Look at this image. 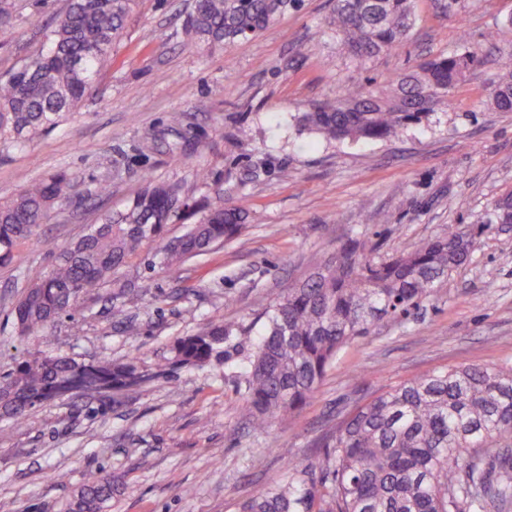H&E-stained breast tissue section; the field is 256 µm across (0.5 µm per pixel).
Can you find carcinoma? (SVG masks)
Instances as JSON below:
<instances>
[{
	"instance_id": "1",
	"label": "carcinoma",
	"mask_w": 512,
	"mask_h": 512,
	"mask_svg": "<svg viewBox=\"0 0 512 512\" xmlns=\"http://www.w3.org/2000/svg\"><path fill=\"white\" fill-rule=\"evenodd\" d=\"M300 0H193L182 37L194 47L222 48L259 36ZM135 0H69L45 35V47L0 79V142L23 148L66 120L83 102L112 46L123 34ZM13 0H0V44L15 38ZM415 25L412 0H336L328 27L345 53L365 61L400 48ZM467 46L395 74L387 89L345 86L334 100L298 113L299 130L327 142L392 140L450 103L452 89L475 63ZM492 90L499 112H512V61ZM74 179L66 171L28 182L0 202V262L25 269L26 288L14 309L17 334L32 335L78 308L83 295L110 285L128 292L116 271L140 246L157 243L171 266L233 239L248 217V201L208 209L180 237H162L179 218L184 199L174 186L148 183L123 209L106 211L90 232L59 250L43 271L15 254L37 236L43 215L66 201ZM480 227L512 224V193L494 202ZM477 238L448 225V234L374 259L351 239L302 281L271 299L257 320L226 323L213 317L178 339L168 367L216 362L238 380L252 430L302 410L338 351L385 317L405 315L474 251ZM261 330H255L257 323ZM94 377L115 390L139 385L130 364H85L68 356L20 362L0 383L4 414L19 419L59 383ZM320 464L291 466L288 483L260 488L239 512H508L512 508V367L435 370L391 388L342 415ZM119 491L108 475L89 477L68 512H103Z\"/></svg>"
}]
</instances>
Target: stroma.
<instances>
[{"mask_svg":"<svg viewBox=\"0 0 512 512\" xmlns=\"http://www.w3.org/2000/svg\"><path fill=\"white\" fill-rule=\"evenodd\" d=\"M191 3L138 0L79 115L27 147L0 144V199L61 169L74 175L72 197L43 219L40 243L20 247L42 269L52 248L122 209L149 177L202 205L246 196L249 217L237 237L171 269L144 243L117 273L131 293L116 299L102 289L83 298L80 314L24 339L11 309L26 282L17 265L0 264V378L22 358L68 355L130 363L146 379L124 395L73 392L21 421L0 418V512H67L96 470L123 483L105 512H237L261 487L286 482L291 465L317 463L339 409L433 370L512 366V224H491L430 298L345 346L310 403L266 432L248 426L223 367L156 378L176 339L215 316L253 320L336 246L355 239L378 258L452 224L468 233L512 191V112L491 102L496 60L512 55V0H462L454 18L444 0H414L416 23L402 48L357 68L325 26L334 0H302L256 39L212 51L179 36ZM67 6L16 0V37L0 45V77L41 48ZM464 34L483 64L448 108L399 138L327 143L296 126V113L335 99L344 83L385 88L424 57L454 51ZM242 127L249 138L239 137ZM102 182L112 187L105 199L95 195ZM118 309L138 335L113 321Z\"/></svg>","mask_w":512,"mask_h":512,"instance_id":"stroma-1","label":"stroma"}]
</instances>
